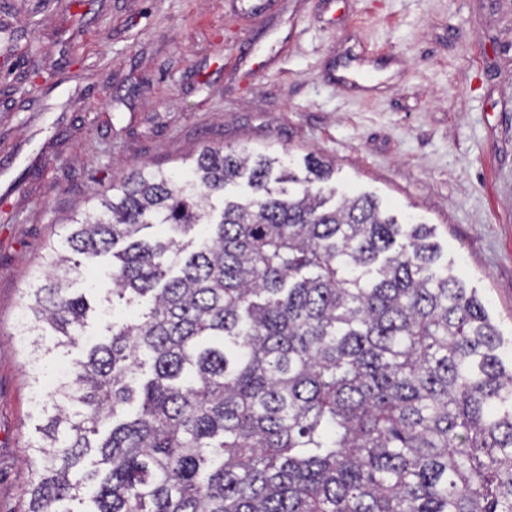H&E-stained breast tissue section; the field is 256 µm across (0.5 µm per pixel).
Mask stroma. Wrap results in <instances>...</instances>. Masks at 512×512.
Instances as JSON below:
<instances>
[{"label": "stroma", "instance_id": "obj_1", "mask_svg": "<svg viewBox=\"0 0 512 512\" xmlns=\"http://www.w3.org/2000/svg\"><path fill=\"white\" fill-rule=\"evenodd\" d=\"M0 0V512H25L44 421L16 336L47 244L94 191L203 146L330 160L437 228L512 365V0ZM357 67L373 95L338 87ZM105 333L43 356L68 371Z\"/></svg>", "mask_w": 512, "mask_h": 512}]
</instances>
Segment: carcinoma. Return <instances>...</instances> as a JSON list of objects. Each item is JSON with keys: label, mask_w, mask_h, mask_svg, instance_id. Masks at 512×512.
<instances>
[{"label": "carcinoma", "mask_w": 512, "mask_h": 512, "mask_svg": "<svg viewBox=\"0 0 512 512\" xmlns=\"http://www.w3.org/2000/svg\"><path fill=\"white\" fill-rule=\"evenodd\" d=\"M333 172L207 147L71 219L22 335L76 343L71 275L108 254L105 300L148 306L46 400L26 512H75L56 504L89 483L83 512H512L496 326L434 229L366 193L330 204Z\"/></svg>", "instance_id": "1"}]
</instances>
